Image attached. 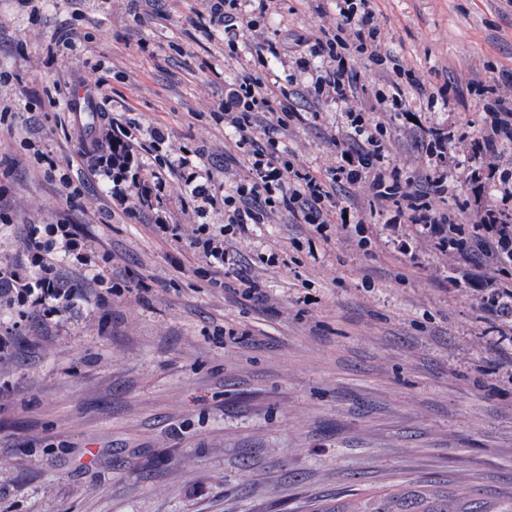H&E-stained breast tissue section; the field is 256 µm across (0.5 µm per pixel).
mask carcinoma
<instances>
[{"label":"carcinoma","instance_id":"1","mask_svg":"<svg viewBox=\"0 0 512 512\" xmlns=\"http://www.w3.org/2000/svg\"><path fill=\"white\" fill-rule=\"evenodd\" d=\"M316 512H512V493L455 494L431 482L408 483L382 492L322 504Z\"/></svg>","mask_w":512,"mask_h":512}]
</instances>
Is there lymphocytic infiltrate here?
<instances>
[{"instance_id":"f902f5d3","label":"lymphocytic infiltrate","mask_w":512,"mask_h":512,"mask_svg":"<svg viewBox=\"0 0 512 512\" xmlns=\"http://www.w3.org/2000/svg\"><path fill=\"white\" fill-rule=\"evenodd\" d=\"M284 0H203V8L188 24L204 35L221 34L224 57L238 55L244 36L258 39L260 51L250 67L225 84L224 97L211 107L216 122L233 129L237 137L225 163L243 167L242 177L220 187L213 170L203 162L204 150L174 147L167 128L130 122L113 124L109 153L98 155L103 173L112 180L110 197L117 211L141 223H154L172 243H188L210 265L223 268L246 297L262 296L233 243L237 235L260 224H306L323 241H330L333 226L348 230L364 223L360 208L338 206L336 190L364 184L372 204L389 216L390 223L419 224L438 237L441 252H477L499 262L512 250V169L500 163V147L512 143V72L494 83L471 79L466 84L445 85L431 91L415 71L407 69L386 47L376 22L375 0H335L336 22L319 25L285 48L265 30L268 13L281 9ZM291 51L299 72L288 84L264 79L259 69L268 58ZM380 65L386 88L354 81L351 64L356 59ZM484 97L485 111L493 112L489 131L476 140L485 167L498 176L497 200L477 213L479 236L467 224L449 233L450 218L440 204L448 195V144L467 139L465 130L420 128L416 144L424 159L422 175H415L394 155L384 139L382 113L405 115L412 108L430 110L438 101L467 105L472 96ZM306 98L309 112L298 110L295 97ZM345 108L346 133L332 138L336 158L324 171L297 162L283 140L290 128L319 118L321 107ZM149 138L155 157L136 156L142 138ZM174 167L177 184H170L162 167ZM178 200L181 215L193 216L195 228L185 234L180 217L169 204ZM224 212L222 234L210 230L216 210ZM24 264H0V306L38 312L52 320L86 299L83 289L64 287L55 255L74 257L82 266L95 267L96 249L81 241L68 224H31L26 229Z\"/></svg>"}]
</instances>
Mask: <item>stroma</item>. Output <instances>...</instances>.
Masks as SVG:
<instances>
[{"mask_svg": "<svg viewBox=\"0 0 512 512\" xmlns=\"http://www.w3.org/2000/svg\"><path fill=\"white\" fill-rule=\"evenodd\" d=\"M387 46L441 85L512 71V0H376ZM31 19L0 0V98L15 114L0 127L12 170L0 207V262L25 259L29 224H70L116 256L114 277L152 279L149 299L89 296L57 322L23 320L0 378V512H311L347 494L435 482L454 490L512 491V324L489 313L491 267L475 255L437 251L413 224L375 214L362 234L308 240L306 226L262 224L238 249L265 288L248 301L198 270L204 258L149 226L112 216L104 178L85 156L67 108L41 110L45 91L69 82L77 57L46 62L60 30L85 38L108 75L105 97L86 101L118 121L161 125L174 145L204 148L216 180L234 130H216L209 107L223 79L201 70L223 60L221 36L178 40L200 0H155L140 18L125 0H40ZM171 16L163 26L154 9ZM331 0H288L268 15L271 34L293 41L331 24ZM492 113L438 107L430 127L489 128ZM343 126L342 106L293 127L285 145L325 169L334 149L321 123ZM59 157V176L35 153ZM471 140L448 146L449 211L491 203L495 189L468 180ZM288 254L281 264L279 254Z\"/></svg>", "mask_w": 512, "mask_h": 512, "instance_id": "35a3bbf8", "label": "stroma"}]
</instances>
